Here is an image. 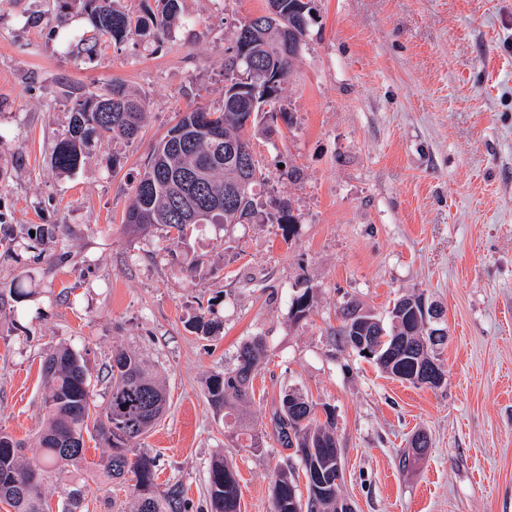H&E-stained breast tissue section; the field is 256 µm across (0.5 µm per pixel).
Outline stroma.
<instances>
[{"mask_svg":"<svg viewBox=\"0 0 512 512\" xmlns=\"http://www.w3.org/2000/svg\"><path fill=\"white\" fill-rule=\"evenodd\" d=\"M264 7L180 0L164 40L93 47L83 0H0V429L29 442L41 429L50 348L70 345L96 380L126 348L166 387L141 446L188 512H208L219 453L239 512H272L276 469L302 470L272 422L294 388L333 408L356 512H512V0H315L281 93L292 121L255 141L263 197L290 201L295 223L127 231L147 157L179 113L222 105L231 34ZM115 81L146 101L140 134L95 140L59 173L75 99ZM411 293L442 313L438 389L393 379L339 334L343 308L386 325ZM200 316L217 331L194 330ZM252 336L268 347L263 441L242 448L203 387ZM419 432L430 446L402 466Z\"/></svg>","mask_w":512,"mask_h":512,"instance_id":"obj_1","label":"stroma"}]
</instances>
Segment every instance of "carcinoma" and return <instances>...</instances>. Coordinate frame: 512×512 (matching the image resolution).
Wrapping results in <instances>:
<instances>
[{"instance_id":"cac0c4a2","label":"carcinoma","mask_w":512,"mask_h":512,"mask_svg":"<svg viewBox=\"0 0 512 512\" xmlns=\"http://www.w3.org/2000/svg\"><path fill=\"white\" fill-rule=\"evenodd\" d=\"M118 0H84L90 16L94 39L108 37L117 42L129 36H153L159 39L180 19L179 0H158V8L136 15L120 9ZM284 17L300 13L304 27L299 30L298 48L288 51L258 29L260 16L249 26L255 29L250 50L242 56L238 68L224 71L230 86L221 107L207 111L211 121L199 120L204 109L181 114L177 123L154 147L132 188L130 204L122 223L132 232L144 226L161 224L183 232L189 224L177 205L176 191L199 208L207 210L204 224H233L254 214L256 189L269 176L251 151L252 139L260 130L255 124L262 106L268 114L288 122L281 93L292 76L295 61L307 44L309 26L314 21L315 0H267ZM145 108L141 100L123 85L114 84L99 94L91 92L80 99L68 129L55 140L52 162L61 173H69L84 160L85 148L94 137L112 136L130 140L142 127ZM250 178L243 191L234 189L241 167ZM206 171L204 179L187 176L192 169ZM424 297L411 294L399 298L390 311L391 328L385 335H404V329L416 318H424ZM357 310H342L340 335H362V327L348 323ZM373 359L392 377L402 375L412 382L425 363L436 359L433 344L408 350L381 340L380 331L367 342ZM268 348L260 336L242 342L233 367L211 374L205 381L208 405L221 417L234 420V438L247 433L250 447H260L259 435L251 433L254 403L253 372L267 356ZM40 374L46 387L42 410L44 426L33 446L43 463L26 462L22 441L0 430V502L11 512H50L45 496L49 484L64 485L61 512H82L88 491L79 472L87 467L106 483L123 480L132 493L131 512H186L180 485L162 490L156 483V459L140 448L147 435L167 410V395L144 361L132 351L115 350L108 365L109 385L104 406L97 405L96 385L92 383L83 358L69 346L59 344L49 350L41 363ZM315 405L299 390L284 394L272 413V420L288 447L296 448L306 478L307 496L299 493L293 472L280 469L273 486V512H338L341 501V454L336 448V421L326 409L325 421L315 419ZM108 449L98 461L86 458V439ZM210 512H239V483L236 471L224 455L215 456L208 471Z\"/></svg>"}]
</instances>
